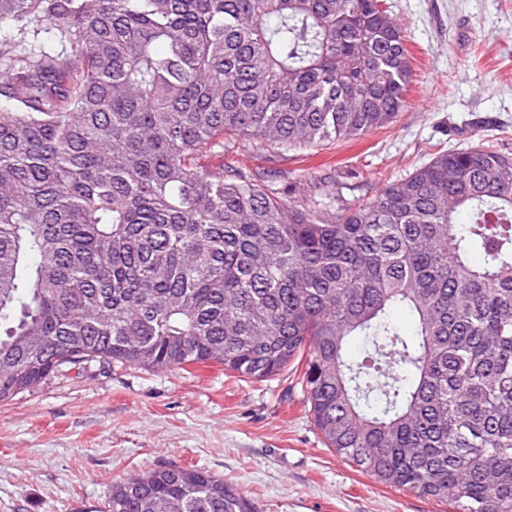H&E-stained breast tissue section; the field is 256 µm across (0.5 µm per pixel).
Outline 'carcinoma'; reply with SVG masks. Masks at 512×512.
Returning <instances> with one entry per match:
<instances>
[{"mask_svg": "<svg viewBox=\"0 0 512 512\" xmlns=\"http://www.w3.org/2000/svg\"><path fill=\"white\" fill-rule=\"evenodd\" d=\"M3 28L0 402L92 364L300 367L359 471L512 512V157L443 151L323 203L322 181L203 163L395 122L413 68L383 0H0ZM352 336L372 337L360 362ZM105 509L258 512L179 466L112 485Z\"/></svg>", "mask_w": 512, "mask_h": 512, "instance_id": "carcinoma-1", "label": "carcinoma"}]
</instances>
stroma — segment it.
Listing matches in <instances>:
<instances>
[{
  "label": "stroma",
  "instance_id": "35a3bbf8",
  "mask_svg": "<svg viewBox=\"0 0 512 512\" xmlns=\"http://www.w3.org/2000/svg\"><path fill=\"white\" fill-rule=\"evenodd\" d=\"M387 3L414 67L396 122L304 151L241 142L210 164L263 185L325 178L368 201L442 151L512 156V0ZM163 465L205 468L260 512H452L327 448L291 370L257 381L214 365L71 369L0 402V512H103L112 484Z\"/></svg>",
  "mask_w": 512,
  "mask_h": 512
}]
</instances>
